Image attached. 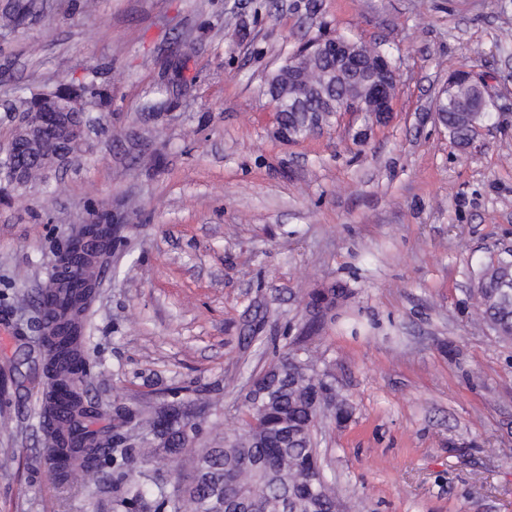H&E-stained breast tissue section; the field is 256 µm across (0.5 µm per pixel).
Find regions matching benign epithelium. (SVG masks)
I'll return each mask as SVG.
<instances>
[{"label": "benign epithelium", "mask_w": 512, "mask_h": 512, "mask_svg": "<svg viewBox=\"0 0 512 512\" xmlns=\"http://www.w3.org/2000/svg\"><path fill=\"white\" fill-rule=\"evenodd\" d=\"M322 60H334L336 64L314 72L307 69V65ZM283 72L288 73V88L297 107L315 98L314 107L306 112V125L312 130L323 127L326 112H367L377 123L387 122L393 113L395 67L387 55L362 42L340 35L312 39L288 56L278 70ZM462 87L469 89V97L463 101L466 111L483 110L489 100L485 85L466 67L448 76L438 97L456 100ZM86 118L81 96L64 90L37 102L35 112L21 114L11 138L0 142V163L6 165L10 181L20 184L26 179L27 142L43 138L57 144L67 141L84 131ZM66 159L64 151L53 147L44 151L35 165L48 175ZM73 229L81 232V244L96 257L112 245L109 225L91 217L73 225Z\"/></svg>", "instance_id": "7a95c632"}]
</instances>
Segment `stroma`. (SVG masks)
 <instances>
[{"mask_svg": "<svg viewBox=\"0 0 512 512\" xmlns=\"http://www.w3.org/2000/svg\"><path fill=\"white\" fill-rule=\"evenodd\" d=\"M34 0L0 30V139L19 88L74 82L77 155L24 190L0 183V512H129L124 483L53 480L40 425L46 349L34 308L70 225L119 230L83 321L85 398L180 414L195 445L239 426L254 379L309 350L351 415L316 427L345 512H512V346L478 307L480 271L512 249V0ZM387 53L384 124L342 112L279 132L266 82L302 42ZM195 52L183 57L182 43ZM468 66L494 106L459 147L431 112ZM347 290L311 314L313 294ZM161 496L189 459L134 460Z\"/></svg>", "mask_w": 512, "mask_h": 512, "instance_id": "1", "label": "stroma"}]
</instances>
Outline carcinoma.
<instances>
[{
	"label": "carcinoma",
	"instance_id": "cac0c4a2",
	"mask_svg": "<svg viewBox=\"0 0 512 512\" xmlns=\"http://www.w3.org/2000/svg\"><path fill=\"white\" fill-rule=\"evenodd\" d=\"M32 0H13L0 12V28L13 29L29 14ZM481 112H456L448 109L444 126L460 144H466L474 126L485 116ZM53 305V350L45 368L51 384H64L85 370L73 368L81 357L82 327L80 316L92 301V289L77 278L49 281L42 291ZM478 295L484 320L496 337L512 342V261L500 262L481 271ZM306 368L288 374L287 381L276 395L262 407L246 406L241 413V428L233 439L210 448H194L174 417L156 412L146 415L124 409L117 413L118 427L131 423V432L139 440L137 455L143 460L160 454L177 459L191 456L194 475L183 494L171 500V512H213V502L228 493L247 497L249 512H278V504L287 493H295L293 512H315L305 494L308 472L320 467L314 429L323 416L313 403L317 392L327 384L310 355H305ZM99 409L85 399L79 388L70 389L67 416L70 425H58L60 414L54 392L45 394L40 410L42 427L52 447L63 455L75 456L90 474L85 490L92 494L106 479L103 463L118 458L126 460L131 448L120 433L98 432L88 423L96 419ZM321 496L325 512H341L336 491L322 480Z\"/></svg>",
	"mask_w": 512,
	"mask_h": 512
}]
</instances>
